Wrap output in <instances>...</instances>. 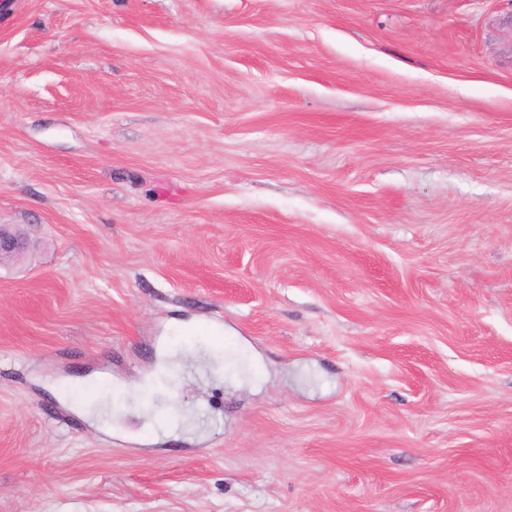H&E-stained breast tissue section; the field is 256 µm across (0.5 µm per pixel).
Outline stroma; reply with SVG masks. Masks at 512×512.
<instances>
[{
	"label": "stroma",
	"mask_w": 512,
	"mask_h": 512,
	"mask_svg": "<svg viewBox=\"0 0 512 512\" xmlns=\"http://www.w3.org/2000/svg\"><path fill=\"white\" fill-rule=\"evenodd\" d=\"M0 224V512H512L507 0H0Z\"/></svg>",
	"instance_id": "1"
}]
</instances>
